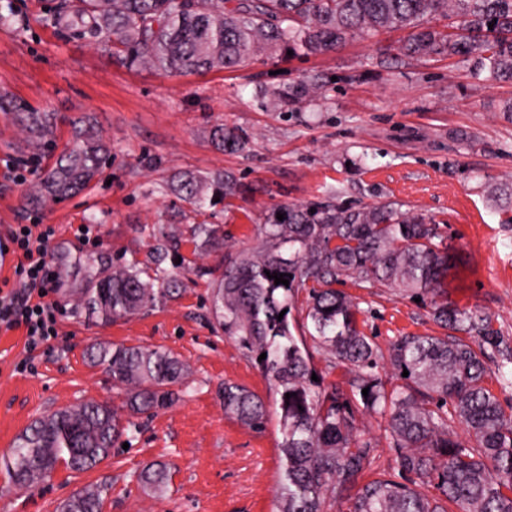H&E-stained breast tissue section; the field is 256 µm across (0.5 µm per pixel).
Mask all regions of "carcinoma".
Returning <instances> with one entry per match:
<instances>
[{
	"label": "carcinoma",
	"mask_w": 512,
	"mask_h": 512,
	"mask_svg": "<svg viewBox=\"0 0 512 512\" xmlns=\"http://www.w3.org/2000/svg\"><path fill=\"white\" fill-rule=\"evenodd\" d=\"M53 0L50 22L62 31L115 50L129 67L150 65L166 73L239 69L261 55L293 51L327 54L357 36L405 31L401 55L460 57L475 73L512 82V0ZM451 20L457 32L437 30L433 19ZM308 93L299 84L274 87L288 101ZM35 147L51 141L44 112L25 115ZM215 144L243 151L248 139L231 127L213 132ZM109 160L95 126L75 129L72 146L44 171L32 200L65 199L87 186ZM232 171L186 173L174 187L195 205H217L238 193ZM256 250L227 252L214 292L215 315L224 333L255 359L279 395L283 464L277 512H325L326 499H348V512H512V410L485 386V351L498 357L499 383L512 387V344L492 328L488 315L438 301L451 257L440 225L387 201L365 206H290L284 219L264 226ZM152 262L168 255V232L152 228ZM195 247L224 248L213 224L191 227ZM283 273L289 285L267 273ZM130 262L88 289L82 305L101 321L134 315L172 293L171 282L154 287ZM348 281L430 299L434 320L447 336H401L389 348L393 377L387 388L376 372L379 352L358 327L360 308L340 289ZM310 289L304 333L292 318L300 292ZM283 318H278V315ZM351 374V393L312 380V350ZM114 387L125 392L115 407L83 401L35 420L14 441L3 464L19 488L32 489L61 464L75 472L93 469L131 430L130 417L168 408L178 399L189 368L160 348L97 344L90 352ZM409 375L402 376L403 371ZM369 389L368 396L362 390ZM292 397H286V394ZM224 412L260 429L263 400L247 388L224 383ZM386 420L389 447L400 480H364L374 447L362 437L356 415ZM463 427L460 437L454 425ZM152 492L164 490L162 465L138 476ZM433 487L430 496L422 488ZM105 488L88 485L60 502L58 512H101Z\"/></svg>",
	"instance_id": "obj_1"
}]
</instances>
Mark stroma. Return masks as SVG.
Here are the masks:
<instances>
[{"label":"stroma","instance_id":"obj_1","mask_svg":"<svg viewBox=\"0 0 512 512\" xmlns=\"http://www.w3.org/2000/svg\"><path fill=\"white\" fill-rule=\"evenodd\" d=\"M14 4L18 24L0 27V94L53 115L55 139L40 152L41 170L69 145L79 118L97 124L111 159L80 193L30 207L38 172L21 182L12 166L37 152L17 113H0V237L17 224L54 227L49 259L59 279L52 298L61 309L57 338L35 350L23 331L0 333V458L43 415L88 399L121 405L123 392L88 359L93 344L161 348L187 363L191 376L172 407L136 416L127 447L113 448L94 469L61 467L26 490L0 466V512H56L90 483L107 487L102 512H277L276 395L212 314L224 255L197 252L192 225H220L234 249L247 250L263 242L268 216L289 205L402 203L441 226L455 258L449 302L491 315L494 329L512 340V223L489 195L512 184V83L476 80L457 58L395 63L400 31L321 56H264L237 71L130 68L54 28L48 0ZM303 81L316 93L276 104L264 95ZM219 125L243 133L246 150L217 148L211 132ZM224 169L241 183L230 205L199 208L171 191L184 173ZM82 224L90 225L92 243L78 236ZM156 226L173 236L161 275L177 277L178 290L138 314L96 321L79 297L117 263L149 266ZM344 289L380 349L405 334L443 333L429 303L387 288L349 282ZM228 381L270 408L263 429L225 413ZM358 425L374 446L371 478H397L385 419L365 414ZM152 462L170 472L161 495L138 481Z\"/></svg>","mask_w":512,"mask_h":512}]
</instances>
